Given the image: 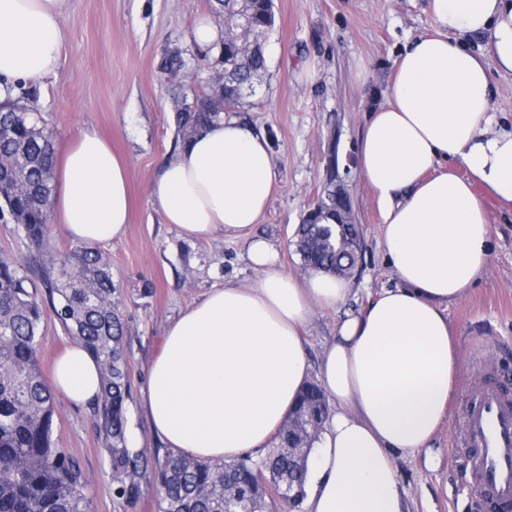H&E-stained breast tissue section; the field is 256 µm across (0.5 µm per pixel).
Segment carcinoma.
I'll return each instance as SVG.
<instances>
[{"instance_id": "carcinoma-1", "label": "carcinoma", "mask_w": 512, "mask_h": 512, "mask_svg": "<svg viewBox=\"0 0 512 512\" xmlns=\"http://www.w3.org/2000/svg\"><path fill=\"white\" fill-rule=\"evenodd\" d=\"M254 5L256 20L274 23L273 0ZM266 70V50L242 49L231 107L254 92V77ZM217 100L212 94L193 109L177 110L183 139L220 117L213 110ZM53 150L52 133L37 113L0 112V158L6 161L0 201L35 252L31 264L0 258V512H94L78 458L54 438L55 393L40 366L47 306L100 366L101 392L89 409L110 461L116 499H137L148 476L155 481L160 512H282L299 506L309 456L301 449L312 448V426L329 413L315 383L300 393L291 412L297 425L282 426L273 446L255 456L208 461L130 444L121 291L96 249L79 245L57 252L50 245ZM338 216L333 204L320 208L317 223L298 225L295 244L305 266L350 276L362 237L357 227H336Z\"/></svg>"}]
</instances>
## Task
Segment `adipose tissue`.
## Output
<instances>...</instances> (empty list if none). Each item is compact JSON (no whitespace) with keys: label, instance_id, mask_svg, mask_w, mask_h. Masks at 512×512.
Wrapping results in <instances>:
<instances>
[{"label":"adipose tissue","instance_id":"adipose-tissue-1","mask_svg":"<svg viewBox=\"0 0 512 512\" xmlns=\"http://www.w3.org/2000/svg\"><path fill=\"white\" fill-rule=\"evenodd\" d=\"M68 0H0V102L8 87L57 76ZM435 34L406 46L386 104L371 108L355 163L379 205L398 284L347 315L310 366L313 308L353 292L346 278L297 277L253 236L278 186L266 136L227 117L199 129L150 184L163 223L196 238H245L259 270L225 283L167 327L142 406L173 455L231 461L282 426L309 378L331 406L314 442L305 512H404L393 456L426 448L448 410L455 352L444 307L490 265V207L512 205V129L494 108L489 66L512 74V0H431ZM485 40L481 53L465 48ZM52 213L76 242L122 238L127 167L83 130L53 157ZM54 392L86 404L98 363L79 342L57 359Z\"/></svg>","mask_w":512,"mask_h":512}]
</instances>
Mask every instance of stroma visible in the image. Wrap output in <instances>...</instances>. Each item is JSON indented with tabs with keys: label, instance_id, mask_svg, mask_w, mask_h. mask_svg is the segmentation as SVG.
<instances>
[{
	"label": "stroma",
	"instance_id": "stroma-1",
	"mask_svg": "<svg viewBox=\"0 0 512 512\" xmlns=\"http://www.w3.org/2000/svg\"><path fill=\"white\" fill-rule=\"evenodd\" d=\"M202 15L224 23L216 0H69L58 76L19 90L39 109L55 146L92 130L128 165L130 224L121 239L99 249L123 291L130 440L136 447L160 445L141 396L166 325L224 283L258 277L244 239L188 238L162 223L149 194L160 166L182 141L175 123L180 99L190 95L191 84H207L222 68L191 39ZM274 15L268 69L237 117L269 138L280 171L254 233L271 243L286 272L301 275L305 268L291 240L322 193L329 140L338 141L339 161L354 154L368 109L387 101L401 50L435 27L430 0H274ZM172 53L185 63L174 75L163 68ZM347 191L364 240L355 292L336 309L315 310L308 350L313 364L341 319L397 283L384 259L375 195L358 170H351ZM491 221L487 277L446 310L457 358L449 412L428 448L394 456L406 512H481L460 417L476 385L512 380V209L492 207ZM54 437L78 457L95 512H159L151 483L135 501L114 498L110 462L88 407L56 397Z\"/></svg>",
	"mask_w": 512,
	"mask_h": 512
}]
</instances>
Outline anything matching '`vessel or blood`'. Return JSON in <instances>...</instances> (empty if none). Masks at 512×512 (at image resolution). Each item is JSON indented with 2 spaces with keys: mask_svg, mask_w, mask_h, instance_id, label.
<instances>
[{
  "mask_svg": "<svg viewBox=\"0 0 512 512\" xmlns=\"http://www.w3.org/2000/svg\"><path fill=\"white\" fill-rule=\"evenodd\" d=\"M462 432L475 491L493 512H512V388H479L464 410Z\"/></svg>",
  "mask_w": 512,
  "mask_h": 512,
  "instance_id": "b4317fda",
  "label": "vessel or blood"
}]
</instances>
